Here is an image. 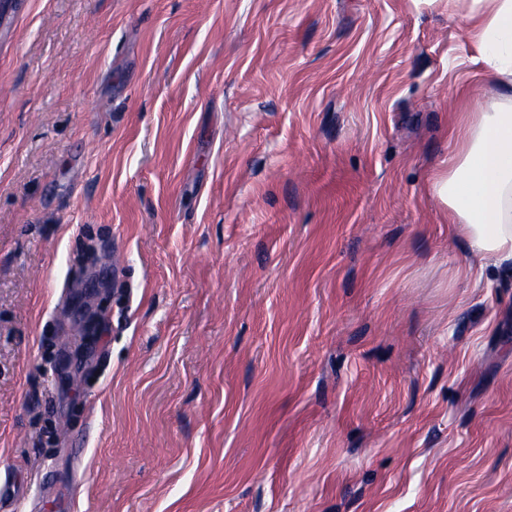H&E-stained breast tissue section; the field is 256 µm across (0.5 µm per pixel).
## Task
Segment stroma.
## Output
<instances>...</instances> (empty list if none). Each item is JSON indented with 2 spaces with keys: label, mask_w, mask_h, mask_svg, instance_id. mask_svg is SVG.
<instances>
[{
  "label": "stroma",
  "mask_w": 512,
  "mask_h": 512,
  "mask_svg": "<svg viewBox=\"0 0 512 512\" xmlns=\"http://www.w3.org/2000/svg\"><path fill=\"white\" fill-rule=\"evenodd\" d=\"M467 0H18L0 484L18 512H512V273L426 189Z\"/></svg>",
  "instance_id": "1"
}]
</instances>
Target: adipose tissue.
<instances>
[{"instance_id":"obj_1","label":"adipose tissue","mask_w":512,"mask_h":512,"mask_svg":"<svg viewBox=\"0 0 512 512\" xmlns=\"http://www.w3.org/2000/svg\"><path fill=\"white\" fill-rule=\"evenodd\" d=\"M475 63L496 88L489 111L464 113L454 148L430 178L449 234L476 258L512 266V0H470Z\"/></svg>"}]
</instances>
